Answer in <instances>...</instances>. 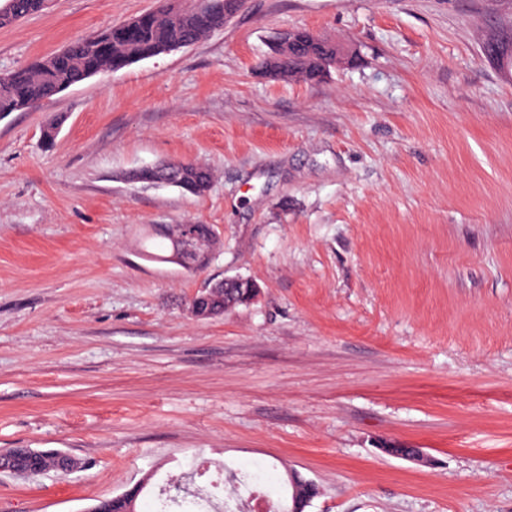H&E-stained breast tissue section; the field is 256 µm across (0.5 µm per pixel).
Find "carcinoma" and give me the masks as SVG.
I'll use <instances>...</instances> for the list:
<instances>
[{
    "label": "carcinoma",
    "mask_w": 512,
    "mask_h": 512,
    "mask_svg": "<svg viewBox=\"0 0 512 512\" xmlns=\"http://www.w3.org/2000/svg\"><path fill=\"white\" fill-rule=\"evenodd\" d=\"M45 10L43 0H12V8L0 12V27ZM224 26V15H208L198 4L189 9L160 6L134 19L130 27L113 26L96 36L79 40L31 66L0 74V114L22 112L89 77L90 71H118L137 61L155 57L174 43H194ZM342 63L335 42L315 35L291 50L282 41L272 43L269 54L257 63L264 76L273 80L317 81ZM150 176L170 181V185L193 195L204 194L211 175L202 165L184 161L162 163V169L150 170ZM213 285L223 291L200 302L203 314L224 315V300L245 299L248 289L222 282ZM65 473L56 450H45L38 463L26 464L20 473L35 478L32 469Z\"/></svg>",
    "instance_id": "1"
}]
</instances>
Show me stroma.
<instances>
[{"mask_svg":"<svg viewBox=\"0 0 512 512\" xmlns=\"http://www.w3.org/2000/svg\"><path fill=\"white\" fill-rule=\"evenodd\" d=\"M52 0L0 28V73L156 8ZM307 29L353 64L254 70ZM512 0H245L187 48L0 116V512H87L207 464L288 470L307 512H512ZM58 125L53 148L44 128ZM185 160L201 196L132 181ZM211 224L200 269L158 232ZM260 294L197 319L208 281ZM420 448L419 466L382 445ZM43 451V450H42ZM37 468L40 473L28 472L29 469ZM48 471H55L62 474H67L72 471H66L61 469V460L58 456V451L56 450H44L42 454V459L38 463L34 464H25L19 473L27 475L28 477H38ZM289 485L291 486V498H292V507L290 512H304L306 506H308L311 501L317 497L319 494V489L317 485L310 480H301L294 473H289ZM300 487H303L307 490V495L305 500H298V491Z\"/></svg>","mask_w":512,"mask_h":512,"instance_id":"stroma-1","label":"stroma"}]
</instances>
